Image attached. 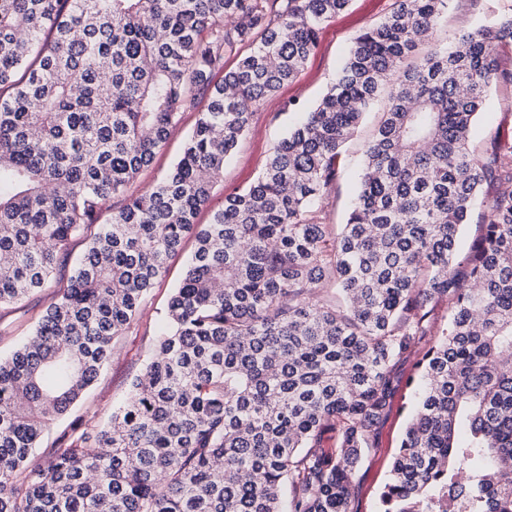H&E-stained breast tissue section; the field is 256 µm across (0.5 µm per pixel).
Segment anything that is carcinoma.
Listing matches in <instances>:
<instances>
[{
    "label": "carcinoma",
    "instance_id": "cac0c4a2",
    "mask_svg": "<svg viewBox=\"0 0 512 512\" xmlns=\"http://www.w3.org/2000/svg\"><path fill=\"white\" fill-rule=\"evenodd\" d=\"M350 2L0 0V309L47 287L87 238L67 288L0 360V512H283L286 491L288 512H351L392 363L421 343L379 512H512V192L486 205L477 287L454 263L482 183H512V137L469 146L489 89L512 82V10L448 48L433 41L448 0H394L253 182L196 222L254 112ZM383 95L333 232L325 193ZM185 112L198 117L180 159L127 195ZM187 236L195 251L125 402L103 426L72 420L37 459ZM438 296L448 322L433 326Z\"/></svg>",
    "mask_w": 512,
    "mask_h": 512
}]
</instances>
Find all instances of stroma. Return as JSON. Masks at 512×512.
I'll list each match as a JSON object with an SVG mask.
<instances>
[{
  "label": "stroma",
  "mask_w": 512,
  "mask_h": 512,
  "mask_svg": "<svg viewBox=\"0 0 512 512\" xmlns=\"http://www.w3.org/2000/svg\"><path fill=\"white\" fill-rule=\"evenodd\" d=\"M393 0H352L348 10L326 22L314 53L304 69L255 112L252 122L233 157L224 166V178L218 182L197 221L209 223L214 211L221 209L228 194L249 185L264 166L288 124L296 119L298 107L312 104L334 81L336 71L352 39L363 29L383 19ZM512 0H449L448 11L440 21L436 39L453 45L467 30L495 19ZM384 102H377L365 115L357 133L346 144L344 161L324 199L325 221L343 223L354 193L356 172L363 143L377 125ZM197 119L196 113H184L171 128L163 147L151 165L131 184L137 195L152 187L173 167ZM512 133V83H496L483 111L475 122L470 143L475 151H484L496 135ZM193 238H186L173 256L166 272L157 280L143 305L136 324L113 341V355L84 397L73 408L72 417L100 425L107 421L114 405L122 402L132 379L141 371L159 332L161 318L174 289L179 285L194 251ZM68 273H61L55 287L31 294L22 303L0 310V358L8 357L17 345L30 336L44 309L54 301L60 288L66 287ZM416 356H409L394 368L398 388L389 413L378 423L371 446L365 449L354 474L353 512H377L378 495L383 487L405 428L411 400L418 381Z\"/></svg>",
  "instance_id": "1"
}]
</instances>
